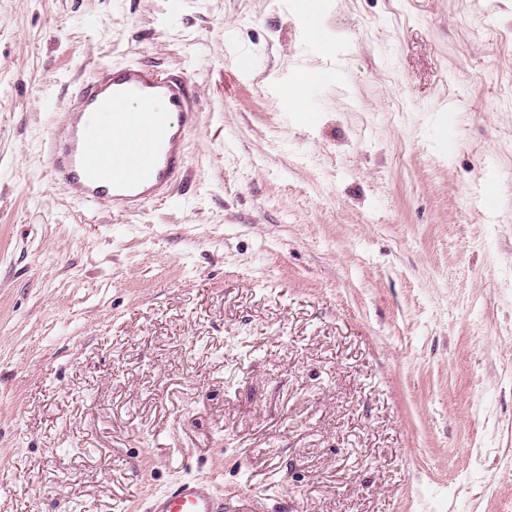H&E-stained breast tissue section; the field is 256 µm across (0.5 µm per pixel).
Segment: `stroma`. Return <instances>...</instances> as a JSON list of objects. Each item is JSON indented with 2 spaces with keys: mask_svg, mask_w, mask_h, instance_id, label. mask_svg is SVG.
Returning a JSON list of instances; mask_svg holds the SVG:
<instances>
[{
  "mask_svg": "<svg viewBox=\"0 0 512 512\" xmlns=\"http://www.w3.org/2000/svg\"><path fill=\"white\" fill-rule=\"evenodd\" d=\"M325 27L0 0V512H146L189 477L250 512H512V0ZM125 63L186 72L199 119L184 187L116 215L48 140Z\"/></svg>",
  "mask_w": 512,
  "mask_h": 512,
  "instance_id": "stroma-1",
  "label": "stroma"
}]
</instances>
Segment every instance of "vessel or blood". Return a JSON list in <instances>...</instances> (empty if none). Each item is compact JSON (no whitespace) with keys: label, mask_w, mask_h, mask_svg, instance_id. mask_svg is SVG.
<instances>
[{"label":"vessel or blood","mask_w":512,"mask_h":512,"mask_svg":"<svg viewBox=\"0 0 512 512\" xmlns=\"http://www.w3.org/2000/svg\"><path fill=\"white\" fill-rule=\"evenodd\" d=\"M196 101L185 75L143 64L97 71L68 100L51 134V171L88 205L118 213L165 201L180 182ZM104 146L105 154L91 151ZM149 512H224V501L197 479L155 495Z\"/></svg>","instance_id":"obj_1"}]
</instances>
